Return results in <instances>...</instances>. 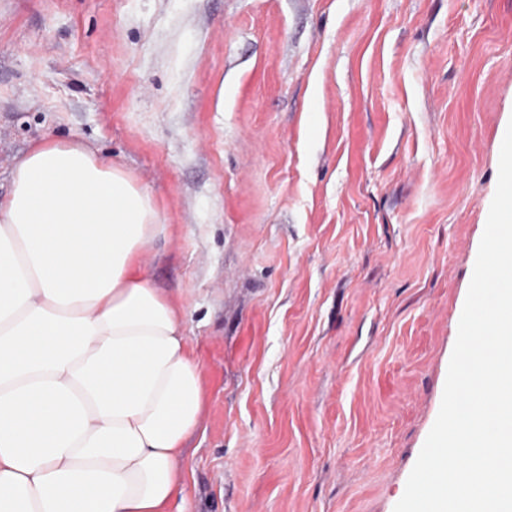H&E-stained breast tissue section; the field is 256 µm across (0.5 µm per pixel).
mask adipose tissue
Segmentation results:
<instances>
[{"instance_id": "adipose-tissue-1", "label": "adipose tissue", "mask_w": 512, "mask_h": 512, "mask_svg": "<svg viewBox=\"0 0 512 512\" xmlns=\"http://www.w3.org/2000/svg\"><path fill=\"white\" fill-rule=\"evenodd\" d=\"M152 193L72 141L0 198V512H169L205 408L179 306L145 263Z\"/></svg>"}]
</instances>
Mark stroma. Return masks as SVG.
<instances>
[{
    "label": "stroma",
    "mask_w": 512,
    "mask_h": 512,
    "mask_svg": "<svg viewBox=\"0 0 512 512\" xmlns=\"http://www.w3.org/2000/svg\"><path fill=\"white\" fill-rule=\"evenodd\" d=\"M512 122V0H0V197L43 140L154 196L206 409L172 512H394Z\"/></svg>",
    "instance_id": "obj_1"
}]
</instances>
